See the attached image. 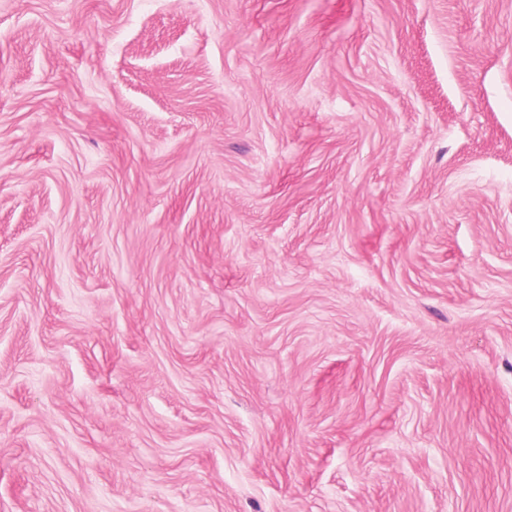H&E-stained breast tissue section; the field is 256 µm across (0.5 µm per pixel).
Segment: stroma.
<instances>
[{
  "label": "stroma",
  "mask_w": 512,
  "mask_h": 512,
  "mask_svg": "<svg viewBox=\"0 0 512 512\" xmlns=\"http://www.w3.org/2000/svg\"><path fill=\"white\" fill-rule=\"evenodd\" d=\"M0 512H512V0H0Z\"/></svg>",
  "instance_id": "35a3bbf8"
}]
</instances>
